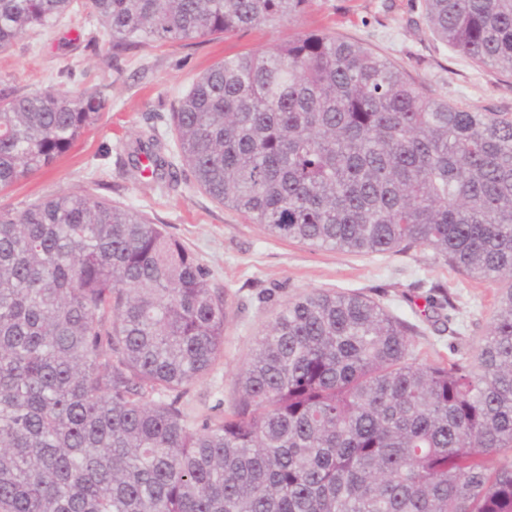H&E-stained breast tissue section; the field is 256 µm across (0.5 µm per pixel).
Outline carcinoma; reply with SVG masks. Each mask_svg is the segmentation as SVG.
<instances>
[{"mask_svg":"<svg viewBox=\"0 0 512 512\" xmlns=\"http://www.w3.org/2000/svg\"><path fill=\"white\" fill-rule=\"evenodd\" d=\"M310 0H0V49L73 14L104 57L235 35ZM429 28L512 73V0H424ZM112 111L103 88H0V192ZM200 190L278 239L424 247L498 285L472 356L418 364L414 326L311 291L266 326L224 418L189 420L227 305L165 225L82 190L0 207V512H512V113L427 95L327 29L226 57L172 113ZM156 133L132 171L174 182ZM426 320L456 321L430 287Z\"/></svg>","mask_w":512,"mask_h":512,"instance_id":"carcinoma-1","label":"carcinoma"}]
</instances>
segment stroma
<instances>
[{"mask_svg":"<svg viewBox=\"0 0 512 512\" xmlns=\"http://www.w3.org/2000/svg\"><path fill=\"white\" fill-rule=\"evenodd\" d=\"M422 0H311L306 13L267 27L212 40L165 44L115 61L103 44L88 43L69 20L52 32L32 34L0 50V84L25 91L105 88L112 110L48 168L0 192V206L23 208L39 199L88 186L103 177L96 195L133 207L167 225L210 272L212 287L228 300L224 357L189 388L191 415L220 418L236 397L234 375L262 331L290 300L312 290L360 292L393 315L417 325L416 357L448 359L451 336L435 331L422 314L432 283L445 284L458 306L462 345L476 352L488 331L497 288L463 279L435 262L431 250L409 255L354 254L314 248L268 235L236 211L213 201L182 173L170 186L132 175L131 137L157 130L165 155L174 141L170 117L195 79L224 56L258 50L320 27L362 43L415 78L424 91L475 112H512V76L471 61L431 32ZM73 64L71 76L62 68Z\"/></svg>","mask_w":512,"mask_h":512,"instance_id":"1","label":"stroma"}]
</instances>
